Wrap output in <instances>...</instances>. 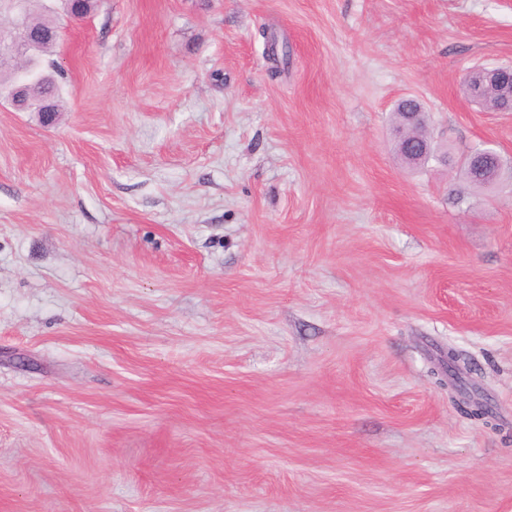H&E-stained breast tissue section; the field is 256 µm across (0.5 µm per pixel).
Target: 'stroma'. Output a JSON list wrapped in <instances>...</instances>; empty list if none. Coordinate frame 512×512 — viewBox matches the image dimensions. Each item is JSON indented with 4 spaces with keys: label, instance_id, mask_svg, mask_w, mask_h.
<instances>
[{
    "label": "stroma",
    "instance_id": "stroma-1",
    "mask_svg": "<svg viewBox=\"0 0 512 512\" xmlns=\"http://www.w3.org/2000/svg\"><path fill=\"white\" fill-rule=\"evenodd\" d=\"M57 59L0 104V512H512V178L458 168H512V0H100ZM504 70L496 68H481L474 73V81L470 87V95L476 99L483 90H494L499 99L508 101L509 106L500 112H512V73L511 78L503 75ZM478 154L470 158L472 168L478 170L487 182L493 181L497 175L499 155L491 148L480 149Z\"/></svg>",
    "mask_w": 512,
    "mask_h": 512
}]
</instances>
